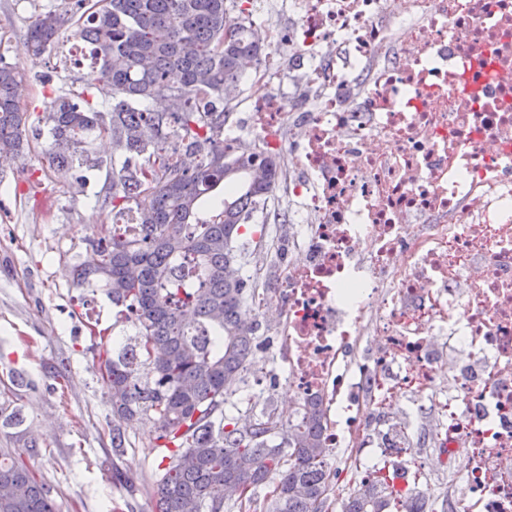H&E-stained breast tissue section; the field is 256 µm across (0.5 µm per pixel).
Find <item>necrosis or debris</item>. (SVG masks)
Masks as SVG:
<instances>
[{
    "label": "necrosis or debris",
    "instance_id": "1",
    "mask_svg": "<svg viewBox=\"0 0 512 512\" xmlns=\"http://www.w3.org/2000/svg\"><path fill=\"white\" fill-rule=\"evenodd\" d=\"M269 51L249 67L242 131L288 166L293 226L257 292L301 424L326 411L349 465L375 444L370 409L395 390L439 408L445 512H512V0H288L246 5ZM392 429L388 496L416 491Z\"/></svg>",
    "mask_w": 512,
    "mask_h": 512
}]
</instances>
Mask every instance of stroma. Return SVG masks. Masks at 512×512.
<instances>
[{
  "label": "stroma",
  "instance_id": "obj_1",
  "mask_svg": "<svg viewBox=\"0 0 512 512\" xmlns=\"http://www.w3.org/2000/svg\"><path fill=\"white\" fill-rule=\"evenodd\" d=\"M49 2L0 0V58L19 65L26 87L21 109L33 117L44 112L51 87L82 89L88 73L70 61L82 42L70 22L50 53L27 54L29 24ZM47 75L48 88L41 82ZM45 142L31 136L23 162L0 166V449L23 454L51 488L59 512H155L161 473L153 425L144 419L127 426L126 447L115 452L112 407L100 374L105 358L120 351L121 338L137 330L103 285L78 287L70 274L92 248L94 225L112 214L104 202L108 170L77 168L56 178L42 153ZM289 230L271 223L243 235L241 275L253 276L259 256L275 266L274 246ZM272 342L271 330L261 329L252 368L228 397L225 414L242 419L288 404L287 385L260 377L273 359ZM437 428L434 416L420 421L411 460L424 496L448 486L447 471L436 465ZM32 443L34 455L27 452Z\"/></svg>",
  "mask_w": 512,
  "mask_h": 512
}]
</instances>
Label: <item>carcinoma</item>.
I'll return each instance as SVG.
<instances>
[{"instance_id":"1","label":"carcinoma","mask_w":512,"mask_h":512,"mask_svg":"<svg viewBox=\"0 0 512 512\" xmlns=\"http://www.w3.org/2000/svg\"><path fill=\"white\" fill-rule=\"evenodd\" d=\"M241 0H66L68 9L37 14L31 52L58 43L67 20L82 23L91 58L80 92L57 89L37 121L57 177L74 164L100 167L86 148L94 133L112 141L107 199L112 220L136 209L139 232L116 224L93 229L96 245L74 266L77 286L105 283L112 303L136 320L134 344L104 361L112 404V448H125L121 424L147 417L165 452L156 512H245L257 488L274 482L267 512H334L336 468L326 446V413L308 402L303 425L290 430L269 411L239 424L224 402L256 347L259 323L248 320L254 289L226 271L240 268L234 246L245 224H265L281 176L279 159L258 161L224 149V123L238 107L225 88L242 63L265 52ZM20 67L0 60V160L25 155L27 113ZM110 101L103 116L88 99ZM224 190L222 209L200 207ZM284 432L282 441L269 437ZM376 481L350 496L343 512H386ZM0 512H58L47 485L22 460L0 454Z\"/></svg>"}]
</instances>
